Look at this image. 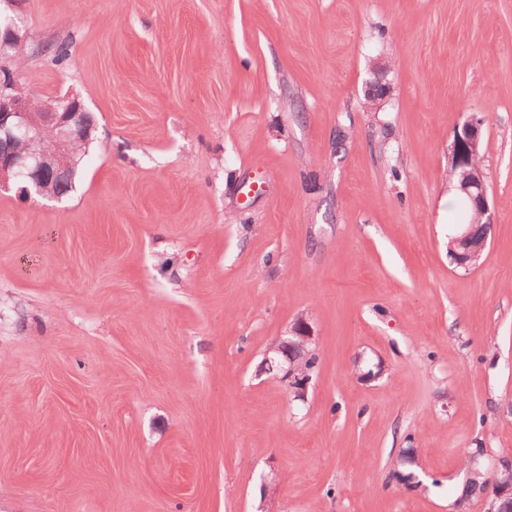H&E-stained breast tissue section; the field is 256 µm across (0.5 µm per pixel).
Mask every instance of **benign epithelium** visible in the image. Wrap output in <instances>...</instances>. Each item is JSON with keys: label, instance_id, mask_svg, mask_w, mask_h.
<instances>
[{"label": "benign epithelium", "instance_id": "obj_1", "mask_svg": "<svg viewBox=\"0 0 512 512\" xmlns=\"http://www.w3.org/2000/svg\"><path fill=\"white\" fill-rule=\"evenodd\" d=\"M15 23L0 38V52L22 50L26 40ZM485 117L469 115L453 135L450 167L458 173L448 180L449 189L479 211L482 223L461 224L450 240L449 257L458 268L468 270L481 260L488 242L493 214L483 165L473 161L482 150ZM95 121L81 100L69 94L36 100L11 79L0 82V194L14 192L35 200L55 199L56 190L70 181L77 163V148L93 139ZM313 351V336L306 319H297L271 352L280 356L279 371L296 397L303 396L309 380L295 376V363ZM487 512H512V466H503L495 482L494 498Z\"/></svg>", "mask_w": 512, "mask_h": 512}]
</instances>
